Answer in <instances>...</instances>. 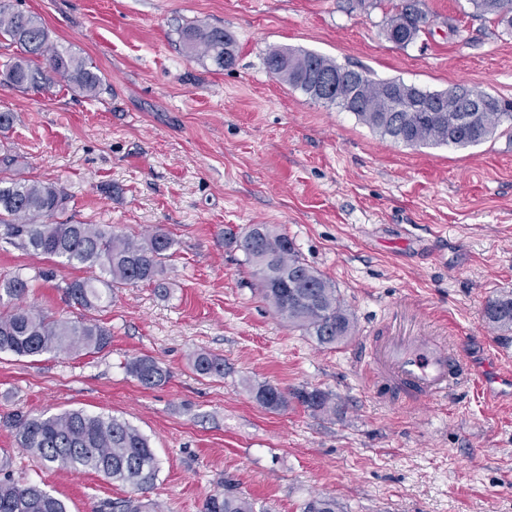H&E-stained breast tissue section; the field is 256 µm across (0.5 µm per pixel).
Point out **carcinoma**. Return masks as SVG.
Returning a JSON list of instances; mask_svg holds the SVG:
<instances>
[{
  "label": "carcinoma",
  "mask_w": 512,
  "mask_h": 512,
  "mask_svg": "<svg viewBox=\"0 0 512 512\" xmlns=\"http://www.w3.org/2000/svg\"><path fill=\"white\" fill-rule=\"evenodd\" d=\"M421 0H396L386 13L383 33L396 45L406 46L425 30L427 16L416 4ZM474 12L494 17L512 30V0H470ZM0 37L18 45L22 55L0 71L3 80L20 91L45 90L62 79L74 92L88 98L100 94L104 78L85 58L51 41L42 19L0 3ZM189 52L207 56L218 69L235 60L234 39L221 27L189 25L181 31ZM268 72L311 100H318L322 74L334 75L330 104L353 113L383 139L407 147L454 146L468 148L497 135L512 137V102L483 90L468 88L469 97L492 101L486 112L448 111V90L429 91L401 78L375 79L370 72L341 66L312 51L272 47L264 58ZM10 150L0 148V235L11 243L63 266L96 270L91 277L65 283L63 292L72 304L91 310L98 306L102 289L148 284L166 288L165 260L175 241L156 231L134 240L97 224L60 221L69 196L53 183L18 179ZM254 231L261 239L254 251L250 232L230 238L253 268L263 298L290 328L323 347L344 343L352 335L354 317L335 285L310 266L288 235L265 224ZM54 277L41 269L34 276L0 275V353L34 357L47 353H98L112 342V332L97 319L64 321L44 309L23 303L31 283ZM483 317L503 332H512V291H500L485 303ZM190 366L202 377L224 375V359L204 351L193 354ZM129 374L142 386L166 382L168 374L153 358L136 357L127 364ZM264 408L277 411L292 397L319 414L336 413L332 394L321 389H297L289 394L263 383L251 389ZM19 447L47 466H64L94 472L143 491L158 475V461L147 437L115 416L70 410L54 415L20 416L14 422ZM9 462L0 461V512H67L62 499L35 484H23L6 473ZM117 512H155L153 503L126 499ZM202 512H256L252 500L231 491L208 495ZM303 512H345L334 496L316 495L304 503Z\"/></svg>",
  "instance_id": "obj_1"
}]
</instances>
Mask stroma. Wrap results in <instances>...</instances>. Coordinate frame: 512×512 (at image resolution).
Listing matches in <instances>:
<instances>
[{
	"label": "stroma",
	"instance_id": "stroma-1",
	"mask_svg": "<svg viewBox=\"0 0 512 512\" xmlns=\"http://www.w3.org/2000/svg\"><path fill=\"white\" fill-rule=\"evenodd\" d=\"M39 15L105 79L98 99L65 82L23 92L0 82V135L16 174L63 186L65 219L140 239L176 241L167 291L126 287L89 310L112 331L86 355H0V458L14 479L61 497L68 512H112L131 488L91 472L45 466L18 447L12 419L83 410L144 434L159 464L146 500L162 512H201L229 489L264 512H302L317 494L346 512H512V407L459 389L448 407L393 398L367 373L374 336L445 335L480 366L491 345L512 355L482 318L512 291V138L466 149L394 145L352 113L273 77L272 46L430 90L464 84L512 100V32L476 17L468 0H423L424 33L407 46L382 31L384 7L347 0H6ZM218 26L235 62L217 69L188 53L182 28ZM255 224L287 234L333 282L354 315L345 344L323 348L274 314L244 254L229 244ZM0 241V274L34 280L26 302L78 317L61 291L78 269ZM222 357L201 378L193 353ZM137 356L169 373L154 388L127 371ZM319 388L337 411L297 402L271 411L252 397Z\"/></svg>",
	"mask_w": 512,
	"mask_h": 512
}]
</instances>
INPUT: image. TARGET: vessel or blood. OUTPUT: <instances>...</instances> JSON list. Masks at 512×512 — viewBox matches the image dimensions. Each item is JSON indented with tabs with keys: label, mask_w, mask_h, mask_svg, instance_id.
<instances>
[{
	"label": "vessel or blood",
	"mask_w": 512,
	"mask_h": 512,
	"mask_svg": "<svg viewBox=\"0 0 512 512\" xmlns=\"http://www.w3.org/2000/svg\"><path fill=\"white\" fill-rule=\"evenodd\" d=\"M364 361L370 375L399 392L435 403H447L459 385L487 395L488 381L473 375L461 351L440 336H406L371 344Z\"/></svg>",
	"instance_id": "vessel-or-blood-1"
}]
</instances>
